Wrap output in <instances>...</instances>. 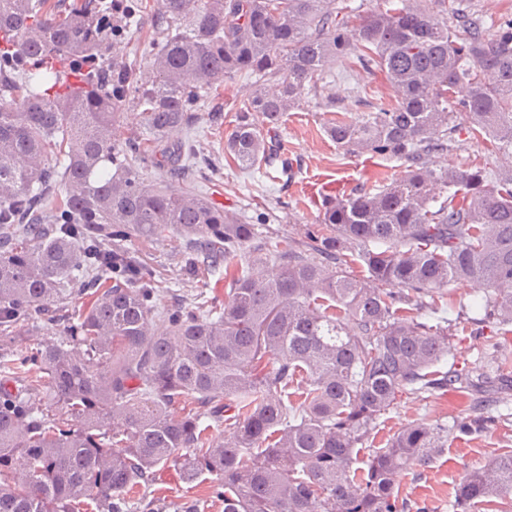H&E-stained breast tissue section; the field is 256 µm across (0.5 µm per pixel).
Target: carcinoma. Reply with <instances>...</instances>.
Listing matches in <instances>:
<instances>
[{"label":"carcinoma","mask_w":512,"mask_h":512,"mask_svg":"<svg viewBox=\"0 0 512 512\" xmlns=\"http://www.w3.org/2000/svg\"><path fill=\"white\" fill-rule=\"evenodd\" d=\"M408 2L351 28L349 0H0V337L58 327L31 352L0 349V512H75L81 499L150 512L127 492L168 463L188 483L212 476L224 512H406L394 478L430 464L448 427L365 449L377 420L406 394L489 380L445 368L451 323L411 311L469 281L481 321L512 325V169L429 167L457 143L459 86L468 133L512 157V20L489 36L479 14L450 25ZM147 12L143 70L124 49ZM345 59L397 99L325 132L406 174L325 202L313 254L286 239L265 253L257 225L195 191L191 171H216L212 158L169 135L218 123L212 92L255 75L224 155L260 170L274 155L255 115L271 128L309 95L336 106L323 74ZM132 108L144 130L118 143ZM171 233L187 281L224 283V302L164 287L133 245ZM484 409L455 430L485 429ZM509 496L512 453L467 474L453 506Z\"/></svg>","instance_id":"1"}]
</instances>
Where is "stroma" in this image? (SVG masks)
Listing matches in <instances>:
<instances>
[{"mask_svg":"<svg viewBox=\"0 0 512 512\" xmlns=\"http://www.w3.org/2000/svg\"><path fill=\"white\" fill-rule=\"evenodd\" d=\"M433 10L447 22L457 12H479L492 33L502 19L512 18V0H435ZM324 77L336 93L335 110H328L321 100L306 98L287 112L281 125L269 135L270 141L287 146L288 171L275 167L270 177H252L224 157V141L235 125V108L256 87V77L242 75L225 80L219 99L224 107L222 125L203 121L190 133L206 153L221 161L220 175L203 186L209 197L234 212L242 222L261 224V242L285 237L305 253L311 250L309 233L323 213L325 199L391 183L405 171L402 161L387 156L346 153L325 133L333 112H340L350 121L361 120L366 102L393 100L392 88L340 61L326 70ZM501 161V156L488 153L486 142L465 132L457 147L432 159L437 168L474 162L497 165ZM470 315V320L453 327L456 367L487 363L503 353L511 357L500 369L502 382L493 383L490 388L497 399L488 410L494 422L482 433L449 437L447 447L430 464L396 476L395 487L400 498L407 501L409 512H455V488L468 471L483 465L491 455L512 451V332L504 334L474 325L479 312L474 309ZM469 403V397L453 387L426 399L404 396L398 407L380 417L369 443L374 448L382 447L386 438L411 424L453 425L467 415ZM150 492L162 502L193 501L197 512H224V502L212 496L208 479L184 483L177 466L172 464L157 468Z\"/></svg>","mask_w":512,"mask_h":512,"instance_id":"1","label":"stroma"}]
</instances>
